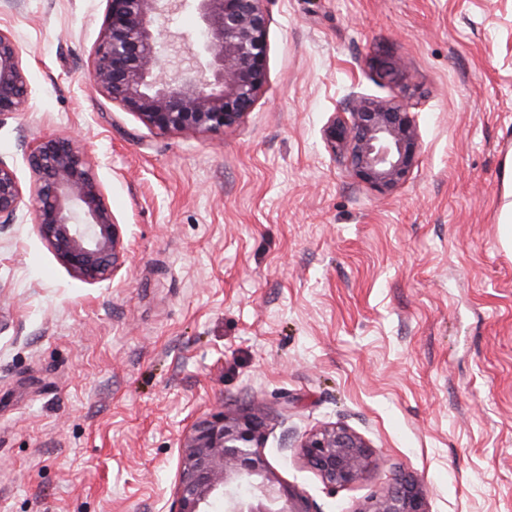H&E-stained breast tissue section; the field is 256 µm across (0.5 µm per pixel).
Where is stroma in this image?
Masks as SVG:
<instances>
[{
    "instance_id": "obj_1",
    "label": "stroma",
    "mask_w": 512,
    "mask_h": 512,
    "mask_svg": "<svg viewBox=\"0 0 512 512\" xmlns=\"http://www.w3.org/2000/svg\"><path fill=\"white\" fill-rule=\"evenodd\" d=\"M106 0H0L25 111L0 231V512H166L190 422L248 411L278 476L356 512L394 471L429 512H512V0H263L267 82L240 125L158 133L93 85ZM401 60L397 79L374 59ZM409 95L421 151L381 194L323 128ZM76 138L124 232L73 277L34 222L31 146ZM341 422L386 459L326 488L298 457ZM22 196V187L15 171L0 160V224H12Z\"/></svg>"
}]
</instances>
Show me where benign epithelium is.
Returning <instances> with one entry per match:
<instances>
[{
  "label": "benign epithelium",
  "mask_w": 512,
  "mask_h": 512,
  "mask_svg": "<svg viewBox=\"0 0 512 512\" xmlns=\"http://www.w3.org/2000/svg\"><path fill=\"white\" fill-rule=\"evenodd\" d=\"M193 2L198 49L171 39L172 15ZM267 24L262 0H107L93 80L122 109L159 132H220L239 125L267 81ZM31 90L22 48L0 31V116L25 111ZM332 153L373 190L397 187L417 163L420 143L406 97L349 95L323 130ZM36 176L35 221L62 264L78 279L112 278L122 265V229L84 153L71 139L45 135L27 154ZM15 171L0 160V224L22 200ZM265 423L251 413L195 421L184 431L180 471L168 512H317L267 460ZM298 454L333 490L356 484L383 459L349 427L332 423L301 441ZM354 512H428L414 476L394 475L389 489Z\"/></svg>",
  "instance_id": "1"
}]
</instances>
